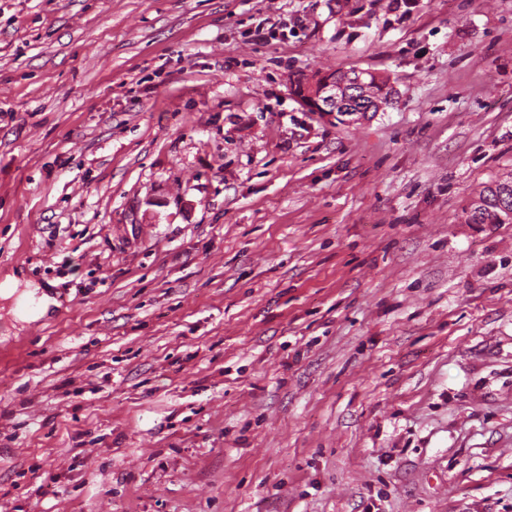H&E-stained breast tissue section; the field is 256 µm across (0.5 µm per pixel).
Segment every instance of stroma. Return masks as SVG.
<instances>
[{"mask_svg": "<svg viewBox=\"0 0 512 512\" xmlns=\"http://www.w3.org/2000/svg\"><path fill=\"white\" fill-rule=\"evenodd\" d=\"M509 170L512 0H0V512H512ZM367 77H364V76ZM321 83L319 86H313L310 93L307 95L306 102L311 106L314 112H336V100L341 99V90H336V86L346 79L348 84L354 83L358 78L365 84L368 97L360 99L362 103H356L357 107H364L367 103L375 105L376 102L388 107L392 104L391 92L387 88V81L379 79L372 73L364 72H350V73H336V80L327 78L325 75L319 77ZM387 88V89H386ZM386 89V90H385ZM326 98V105H323L321 99ZM332 104V106H329ZM502 195L507 198V203L511 206V214L499 206ZM477 199L484 204L475 208L474 202ZM466 221L469 224L512 223V170L503 173L480 190L466 210ZM36 289L37 288H28V290L22 291L17 296L13 314L19 321L36 319L46 309L48 298L45 295H41L39 298H37L35 307L29 306V304L34 302L36 299Z\"/></svg>", "mask_w": 512, "mask_h": 512, "instance_id": "obj_1", "label": "stroma"}]
</instances>
